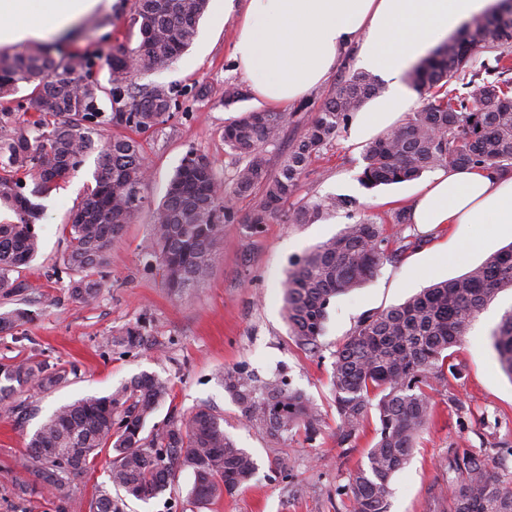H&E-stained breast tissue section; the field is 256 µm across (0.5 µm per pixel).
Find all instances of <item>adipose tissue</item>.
Wrapping results in <instances>:
<instances>
[{
  "label": "adipose tissue",
  "instance_id": "1",
  "mask_svg": "<svg viewBox=\"0 0 512 512\" xmlns=\"http://www.w3.org/2000/svg\"><path fill=\"white\" fill-rule=\"evenodd\" d=\"M224 0L221 14H236L233 57L252 90L286 106L308 96L352 51L359 69L386 83L352 124L360 143L393 124L414 104L406 73L463 19L498 0H248L244 9ZM112 0H0V48L44 43L66 35ZM413 223L492 224L512 235V172L439 170L420 190Z\"/></svg>",
  "mask_w": 512,
  "mask_h": 512
}]
</instances>
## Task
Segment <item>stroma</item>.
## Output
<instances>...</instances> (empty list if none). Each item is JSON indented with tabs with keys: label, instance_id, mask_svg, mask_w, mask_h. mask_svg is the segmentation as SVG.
I'll return each mask as SVG.
<instances>
[{
	"label": "stroma",
	"instance_id": "35a3bbf8",
	"mask_svg": "<svg viewBox=\"0 0 512 512\" xmlns=\"http://www.w3.org/2000/svg\"><path fill=\"white\" fill-rule=\"evenodd\" d=\"M134 0H114L98 28H83L78 55L96 58L94 76L107 82L109 71L98 61L100 51L112 46L136 44L130 32ZM236 22H216L206 12L198 36L175 63L138 76L140 85L169 84L177 90L178 106L171 117L144 141L150 169L149 196L159 202L182 157L189 150L207 154L224 181L231 183L236 164L225 152V125L250 109L266 108L257 95L231 106L213 97L199 98L194 87L206 84L217 89L227 83L247 85L248 80L232 58ZM355 66L343 59L336 71L307 98L296 121L270 153L279 164L294 139L301 135L325 100ZM363 144L350 140L341 130L335 140L313 155L293 197L277 220L262 233L249 236L239 222L225 225L220 258L210 277L183 296L171 295L154 268L141 256L140 244L151 222L142 211L127 226L109 252L106 286L90 306L73 303L69 277L64 271L67 247L64 227L93 182L96 161L87 158L83 167L49 196L43 198L44 215L37 224L41 250L17 273L32 283L20 298L1 297L0 311L22 307L33 318L25 325L0 333V363L20 359L48 360L66 372L54 390L38 395L15 394L12 416H0V512H15L12 488L32 482L19 461L30 436L58 407L79 398L110 394L141 372L169 380L172 391L150 418L159 424L170 411L188 413L210 407L224 418V429L254 456L255 476L234 495L215 497L206 504H191L190 472L180 473L171 493L148 501L127 498L124 512H347L341 495L350 473L366 459L374 438L375 418H368L353 447L341 448L332 433L336 409L330 386L332 354L350 335L359 319L370 312L402 303L433 279H449L466 273L487 255L511 244L512 238L480 230L475 224H445L422 233L414 224L399 226L394 212L409 209L423 186L422 180L365 188L358 180L362 170ZM355 198L362 211L375 217L385 236L420 238L418 248L384 262L360 288L336 296L317 352L298 347L284 319V272L291 260L325 241L349 224L339 211L312 224L297 221L301 205L333 195ZM480 237L477 249L458 256L460 240ZM448 250L447 266L427 274L425 257L436 248ZM512 309V289L502 291L479 315L454 361L458 376L449 378L435 396L434 416L410 461L390 481V512H439L433 490L451 494L454 484L448 472V451L470 449L484 455L498 477L512 487V378L496 360L490 333L506 310ZM142 321L149 333L146 345L124 351L111 344V336L126 325ZM241 368L268 379L283 375L305 392L318 407L328 430L316 441L303 434L274 440L256 425L247 423L224 389V371ZM109 453H101L87 472L70 485L69 512H89L98 486L108 481Z\"/></svg>",
	"mask_w": 512,
	"mask_h": 512
}]
</instances>
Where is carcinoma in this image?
Masks as SVG:
<instances>
[{
  "label": "carcinoma",
  "mask_w": 512,
  "mask_h": 512,
  "mask_svg": "<svg viewBox=\"0 0 512 512\" xmlns=\"http://www.w3.org/2000/svg\"><path fill=\"white\" fill-rule=\"evenodd\" d=\"M504 2L485 18L478 36L448 38L412 71L411 85L427 102L407 122L364 146L359 174L364 187L403 183L437 168L512 171V0ZM207 6L208 0H135L136 46L118 45L101 53L109 70L107 87L96 79L58 87L53 81L57 69L90 75L95 66L60 42L0 53V99L28 86L36 113L18 118L8 134L0 135V207L13 215L0 224V294L33 288L12 274L40 250L35 229L44 210L40 200L97 151L95 184L76 209L81 218L66 226L64 256L65 269L72 274V301H97L112 241L151 205L142 136L166 122L177 106L172 87L157 83L140 88L133 77L154 71L160 59L176 61L193 44ZM479 51L494 56L476 69L473 57ZM381 92L382 83L374 75L352 73L275 171L268 147L279 143L293 114L244 112L224 126V146L238 162L229 186L206 154L188 151L163 201L152 210L143 241V254L164 286L183 293L207 279L220 255L224 225L236 220L235 199L253 197L243 221L251 236L277 219L312 155ZM103 95L111 100L109 113L100 109ZM109 128L117 133L96 145L94 136ZM353 208L355 201L342 195L308 201L299 209L297 222L313 223ZM419 243L401 236L389 239L382 225L365 215L292 261L282 288L295 343L316 348L332 299L361 287L384 261ZM507 288H512V244L461 276L438 281L400 305L366 314L336 348L330 379L337 445L352 447L370 413L378 422L366 463L342 487L350 512H389L390 480L407 463L429 423L439 386L458 373L451 349ZM30 320L24 308L0 312V332ZM145 330L140 323L129 325L112 337V345L139 348L146 341ZM491 343L500 369L512 378V308L492 331ZM64 379L65 371L46 360L0 365V409L13 410L7 400L19 388L50 391ZM223 381L241 416L268 437L301 432L314 441L324 433L319 410L285 377L259 380L227 370ZM170 394L168 380L144 371L107 396H85L61 406L31 436L20 461L37 484L19 485L15 497L23 502L48 488L58 501L57 512H68L67 480L85 472L105 449L114 453L110 486L97 489L90 505L94 512H123V499L112 497V487L137 499L157 498L172 490L184 470L193 475L189 498L195 504L234 494L254 477L257 464L224 431L222 416L201 406L146 429L149 416ZM448 471L454 473L455 488L444 512H512V489L503 485L483 455L450 448Z\"/></svg>",
  "instance_id": "carcinoma-1"
}]
</instances>
